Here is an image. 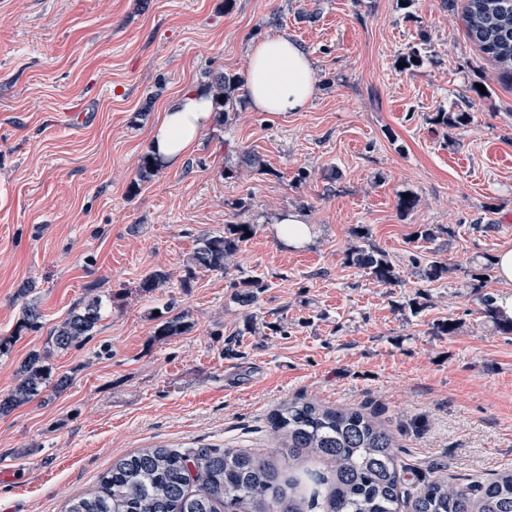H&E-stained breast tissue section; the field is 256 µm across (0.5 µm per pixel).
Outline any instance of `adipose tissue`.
<instances>
[{
    "label": "adipose tissue",
    "instance_id": "obj_1",
    "mask_svg": "<svg viewBox=\"0 0 512 512\" xmlns=\"http://www.w3.org/2000/svg\"><path fill=\"white\" fill-rule=\"evenodd\" d=\"M245 83L252 110L302 112L314 97L313 60L288 33L253 41L248 49ZM216 119L210 95L187 89L153 126L150 152L160 165L179 166L193 150L200 134Z\"/></svg>",
    "mask_w": 512,
    "mask_h": 512
}]
</instances>
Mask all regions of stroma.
<instances>
[{"instance_id": "obj_1", "label": "stroma", "mask_w": 512, "mask_h": 512, "mask_svg": "<svg viewBox=\"0 0 512 512\" xmlns=\"http://www.w3.org/2000/svg\"><path fill=\"white\" fill-rule=\"evenodd\" d=\"M282 31L314 60L307 110L241 99L181 166L139 181L163 109L244 76L250 43ZM413 46L422 64L400 70ZM244 151L261 171L239 167ZM407 190L419 201L404 214ZM289 210L315 229L297 249L276 231ZM242 223L256 231L229 272L182 288L198 238ZM358 224L396 285L346 264ZM424 224L435 240L417 239ZM507 243L512 80L442 0H0V395L71 311L104 302L93 335L52 358L69 387L0 415V470L15 473L0 512H64L142 448L270 453V411L301 396L374 411L400 457L443 463L450 481L512 468V335L467 286L470 258ZM414 255L450 270L423 282ZM159 269L166 286L140 292ZM249 275L268 287L247 311L232 283ZM28 304L40 326L21 331ZM180 312L187 331L155 338V315ZM447 320L454 333L436 334Z\"/></svg>"}]
</instances>
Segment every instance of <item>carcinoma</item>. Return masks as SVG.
<instances>
[{"label": "carcinoma", "instance_id": "obj_1", "mask_svg": "<svg viewBox=\"0 0 512 512\" xmlns=\"http://www.w3.org/2000/svg\"><path fill=\"white\" fill-rule=\"evenodd\" d=\"M462 14L469 39L491 60L512 74V0H465ZM241 80L218 75L212 82L215 112L224 123L236 109ZM450 128L473 121L468 112H441ZM255 232L253 224H227L224 231L197 240L181 286L190 287L195 270L226 273L231 258ZM355 242L346 252L348 264L366 269L379 283L394 285L400 275L389 256L367 244L368 229L352 230ZM421 280L436 282L448 274V264L433 258L425 264L413 257ZM169 278L156 270L146 275L139 290L151 293ZM234 301L251 308L268 288L259 276L233 282ZM480 312L495 331L512 334V317L496 305L494 296L479 297ZM103 302L93 299L72 311L53 332L52 349L34 351L17 372L13 389L0 395V414L32 401L47 387L63 391L71 377L58 374L51 350H66L92 335L102 319ZM185 316L159 318L154 337L186 332ZM277 448L273 457L240 448H201L193 454L176 448H142L112 463L101 477L100 490L68 499L65 512H512V470L462 486L431 471L411 485L406 475L414 466L400 459L394 434L374 412L360 408H331L299 398L276 407L268 416ZM317 456L331 465V475L317 484L330 485L320 497L297 492V481L285 477L276 459L294 462Z\"/></svg>", "mask_w": 512, "mask_h": 512}]
</instances>
